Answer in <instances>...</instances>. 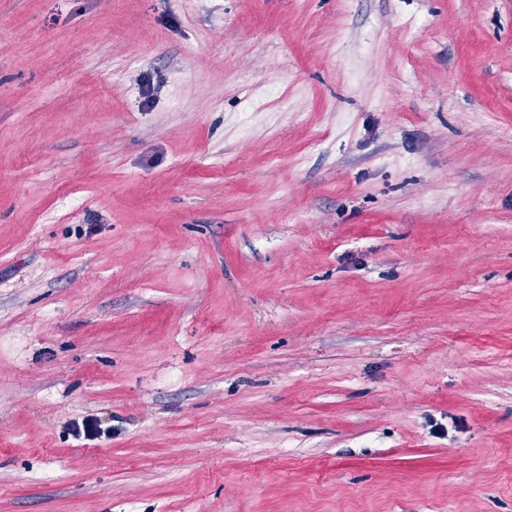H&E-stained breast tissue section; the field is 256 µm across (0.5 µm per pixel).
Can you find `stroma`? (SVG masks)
Masks as SVG:
<instances>
[{
  "instance_id": "35a3bbf8",
  "label": "stroma",
  "mask_w": 512,
  "mask_h": 512,
  "mask_svg": "<svg viewBox=\"0 0 512 512\" xmlns=\"http://www.w3.org/2000/svg\"><path fill=\"white\" fill-rule=\"evenodd\" d=\"M0 512H512V0H0Z\"/></svg>"
}]
</instances>
